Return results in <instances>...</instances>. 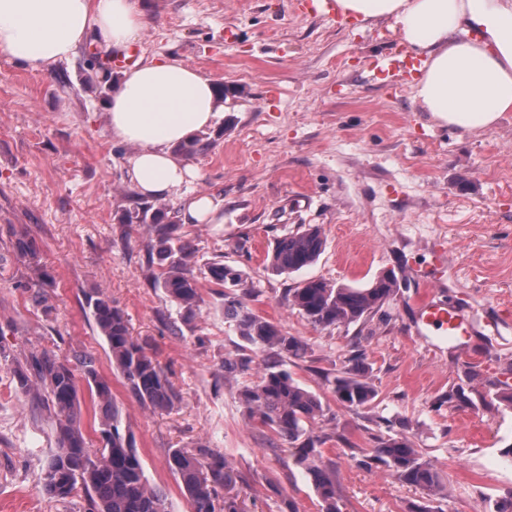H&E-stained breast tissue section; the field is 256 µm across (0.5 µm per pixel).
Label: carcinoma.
I'll return each instance as SVG.
<instances>
[{"label":"carcinoma","instance_id":"1","mask_svg":"<svg viewBox=\"0 0 512 512\" xmlns=\"http://www.w3.org/2000/svg\"><path fill=\"white\" fill-rule=\"evenodd\" d=\"M88 70L101 92L109 94L110 80L114 78L112 68L91 61ZM121 224L127 230L135 224L147 226L148 262L159 270L153 287L176 302L183 321L192 320L203 299L193 270L195 250L180 234L178 211L144 200L122 217ZM13 236L16 258L28 271L20 287L42 300L47 289L53 287L54 278L33 241L23 232ZM323 246L324 237L315 226L287 234L276 242L269 268L275 274L296 273L313 264ZM208 275L218 287L216 294L224 297V318L235 325L245 343L237 360H224V372L247 371L253 361L251 354L267 355L257 381L239 390V400L250 415L294 449L297 463L305 466L311 476L321 512H340L336 473L319 464L317 447L324 440L313 435V426L324 413L323 404L285 369L288 359L305 351V344L244 303L245 296L254 294V287H245L243 271L218 261L210 263ZM397 289L392 275L377 279L368 288L309 278L288 289L285 299L313 325L335 326L355 323L378 311ZM85 303L130 393L155 412L170 411L179 394L160 363L134 341L123 311L101 289L85 294ZM13 364L16 387L32 395L55 422L58 448L41 477L49 494L66 499L81 490L88 497L87 512H168L165 493L151 486L145 476L134 435L121 430L120 406L92 357L62 359L43 351ZM80 379L86 382L101 409V435L105 442L94 453L78 419ZM331 386L336 400L351 408H366L376 397L374 386L364 378L363 359L359 356L351 368L334 377ZM372 462L393 468L400 479L432 494L441 488L437 470L405 438L379 439L364 464ZM168 465L191 504V512H247L245 501L227 491L234 479L223 455L170 448ZM220 486L226 488L222 496L218 493Z\"/></svg>","mask_w":512,"mask_h":512}]
</instances>
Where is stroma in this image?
<instances>
[{"label":"stroma","instance_id":"stroma-1","mask_svg":"<svg viewBox=\"0 0 512 512\" xmlns=\"http://www.w3.org/2000/svg\"><path fill=\"white\" fill-rule=\"evenodd\" d=\"M150 23L139 58L175 57L227 88L206 130L208 151L192 156L193 193L223 197L219 224H185L197 248L203 301L183 321L151 287L146 226L124 235L135 205L126 179L131 145L112 138L105 98L86 82V51L50 71L0 54V512H84V495L59 499L40 478L57 446L48 411L19 393L11 359L51 351L92 354L133 433L149 483L169 512H190L167 452L224 455L251 512H320L304 466L250 418L240 388L261 368L225 376L241 339L224 320L207 277L221 260L242 270L256 293L248 307L307 346L287 369L317 394L325 436L319 462L336 473L341 512H494L512 495V119L492 131L440 125L415 100L412 82L372 72L400 37L389 22L357 23L308 12L303 0H145ZM320 226L324 250L291 276L265 268L277 240ZM26 231L55 278L43 303L20 286L13 231ZM437 276L434 299L477 318L455 340L414 328L422 272ZM393 274L398 291L367 319L311 324L287 305L305 279L368 287ZM101 287L122 309L134 339L166 369L180 399L158 413L134 399L108 346L83 310ZM362 351L377 396L356 410L329 381ZM407 437L433 464L432 495L389 467L361 466L378 438Z\"/></svg>","mask_w":512,"mask_h":512}]
</instances>
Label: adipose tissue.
Returning a JSON list of instances; mask_svg holds the SVG:
<instances>
[{
    "instance_id": "adipose-tissue-1",
    "label": "adipose tissue",
    "mask_w": 512,
    "mask_h": 512,
    "mask_svg": "<svg viewBox=\"0 0 512 512\" xmlns=\"http://www.w3.org/2000/svg\"><path fill=\"white\" fill-rule=\"evenodd\" d=\"M347 18L389 20L425 60L414 95L440 124L493 129L512 112V0H336ZM142 0H0V53L48 71L94 42L121 49L148 26ZM112 136L133 146L126 176L149 198L172 194L196 170L177 153L219 109L213 80L174 57L121 74L106 102Z\"/></svg>"
}]
</instances>
